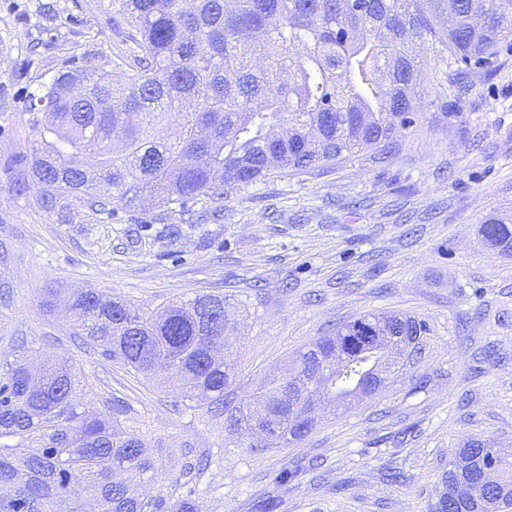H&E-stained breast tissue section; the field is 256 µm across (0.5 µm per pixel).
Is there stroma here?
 <instances>
[{
	"instance_id": "obj_1",
	"label": "stroma",
	"mask_w": 512,
	"mask_h": 512,
	"mask_svg": "<svg viewBox=\"0 0 512 512\" xmlns=\"http://www.w3.org/2000/svg\"><path fill=\"white\" fill-rule=\"evenodd\" d=\"M111 16L108 0H0V357L20 343L35 366L65 354L89 396L127 401L158 467L143 493L169 496L186 482L204 512H253L276 473L299 465L307 473L279 512H430L463 444L512 448V253L487 246L480 228L490 213L512 218V49L458 95L442 54L424 47L418 120L388 159L366 149L334 168L271 175L231 192L221 223L177 215L182 234L148 244L136 225L87 220L76 200L69 224L39 212L37 184L16 193L7 167L28 133L29 91L72 55L114 72L124 47ZM51 286L143 309L229 296L234 406L337 323L400 313L431 333L421 361L375 394L343 414L314 404L304 440L257 455L224 416L188 407L161 376L104 357L63 315L44 313Z\"/></svg>"
}]
</instances>
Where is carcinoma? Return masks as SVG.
<instances>
[{
    "instance_id": "1",
    "label": "carcinoma",
    "mask_w": 512,
    "mask_h": 512,
    "mask_svg": "<svg viewBox=\"0 0 512 512\" xmlns=\"http://www.w3.org/2000/svg\"><path fill=\"white\" fill-rule=\"evenodd\" d=\"M112 29L126 45L119 75L67 67L29 94L31 135L10 161L14 187L39 186L33 205L65 209L74 198L92 216L140 226L154 241L178 230L135 213L152 198L168 214L199 205L220 215L225 189H246L276 173L293 175L342 164L363 148L379 150L416 124L422 61L414 46L436 42L448 67L492 65L512 45V0H112ZM85 84L68 93L71 75ZM179 118L169 138L166 116ZM125 208L112 207L114 199ZM489 246L512 252V224L481 221ZM67 312L75 335L137 372L168 370L195 406L224 407L234 383L224 361L232 326L224 297L198 295L151 312L87 288L72 292ZM427 322L367 314L316 338L293 366L228 412L231 430L259 431L263 453L304 439L295 418L314 397L339 405L373 373L390 375L421 359ZM32 371L20 355L0 361V512H201L195 490L178 499L144 495L128 476L155 471L150 449L123 427L129 404L83 403L80 373L68 358ZM330 367L318 395L300 385L315 366ZM495 464L498 482L468 504L480 512L512 509V450L467 442L442 474L443 494ZM299 467L274 477L286 491Z\"/></svg>"
}]
</instances>
